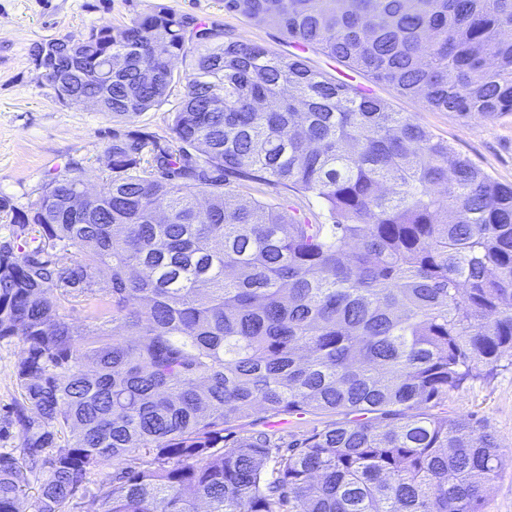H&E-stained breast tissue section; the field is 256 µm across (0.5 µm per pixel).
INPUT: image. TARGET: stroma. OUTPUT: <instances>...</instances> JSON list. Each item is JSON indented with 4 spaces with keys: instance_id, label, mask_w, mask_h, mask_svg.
Here are the masks:
<instances>
[{
    "instance_id": "1",
    "label": "stroma",
    "mask_w": 512,
    "mask_h": 512,
    "mask_svg": "<svg viewBox=\"0 0 512 512\" xmlns=\"http://www.w3.org/2000/svg\"><path fill=\"white\" fill-rule=\"evenodd\" d=\"M162 8L182 17L188 29L215 26L234 39L301 56L313 69L385 100L391 111L411 116L473 165L501 183L512 184V113L490 120L431 109L288 39L276 25L226 12L224 0H0V197L15 207H27L48 175L70 161L80 164L90 186L99 185L108 174L105 149L113 135L139 130L170 140L169 114L184 96V83L172 86L160 109L122 120L91 108L59 104L32 60L36 46L45 39L79 38L93 27L123 25ZM23 352L19 338L0 341V451L16 454L21 451L19 428L8 419L21 399L15 366ZM443 409L448 416L479 421L500 448L512 450V366L449 391ZM334 420L331 414H309L282 421L259 408L243 430L269 431L288 442Z\"/></svg>"
}]
</instances>
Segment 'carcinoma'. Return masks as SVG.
I'll return each mask as SVG.
<instances>
[{"instance_id": "carcinoma-1", "label": "carcinoma", "mask_w": 512, "mask_h": 512, "mask_svg": "<svg viewBox=\"0 0 512 512\" xmlns=\"http://www.w3.org/2000/svg\"><path fill=\"white\" fill-rule=\"evenodd\" d=\"M224 8L432 109L512 112V0ZM79 53L91 70L50 80L58 100L132 119L182 78L185 93L170 143L113 136L99 189L73 162L39 208L0 200V340L25 346L26 456L0 451V512H26L39 470L35 512H66L106 462L100 512H483L505 454L432 408L512 351V186L302 57L189 33L171 11L94 27ZM248 183L311 195L330 223L233 201ZM72 303L82 329L61 314ZM258 407L354 418L286 445L234 435ZM136 453L151 466H122Z\"/></svg>"}]
</instances>
